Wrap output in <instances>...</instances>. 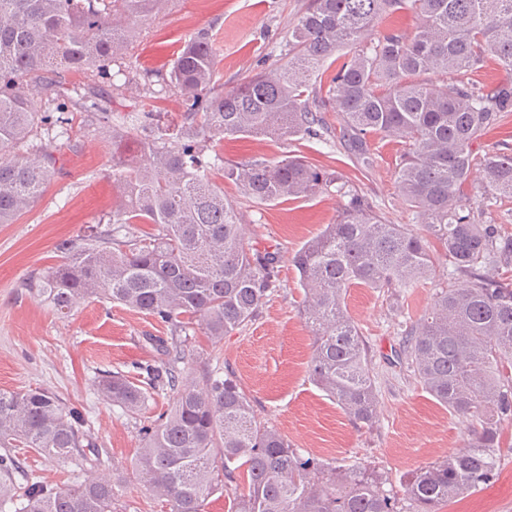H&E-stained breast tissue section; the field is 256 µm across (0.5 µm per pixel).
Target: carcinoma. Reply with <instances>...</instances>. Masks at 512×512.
<instances>
[{
  "mask_svg": "<svg viewBox=\"0 0 512 512\" xmlns=\"http://www.w3.org/2000/svg\"><path fill=\"white\" fill-rule=\"evenodd\" d=\"M171 0H0V224H11L41 197L55 173V143L69 139L70 108L89 111L112 133L117 196L106 226L89 225L56 245L58 262L23 281L27 291L67 316L96 296L166 324L148 336L157 353L136 383L120 373L94 389L123 412L138 414L155 395L172 393L168 413L139 427L136 478L170 512H203L223 482L244 485L230 512H439V506L487 483L497 470L500 426L512 422V238L483 214L512 199V154H479L474 143L512 114V81L477 85L469 75L489 56L512 71V0H309L290 31L282 64L229 91L215 90V41L199 30L182 46L162 90L182 99L180 120L103 106L100 90L68 95L70 73L127 77L125 54L135 19L156 17ZM411 8V33L369 31L383 16ZM344 48L327 87L321 67ZM116 69H111V66ZM34 81L48 107L17 91ZM341 117L340 138L364 168L375 163L369 137H393L406 150L397 170L400 195L419 230L386 219L349 181L306 157L236 162L213 151L226 137L316 139L328 145L322 108ZM48 142H29L34 127ZM134 134V156L121 150ZM260 204L305 199L336 189L346 199L336 221L293 256L313 339L310 379L360 428L378 421L373 349L346 307L350 288L390 293L396 301L421 284L435 286L431 312L398 323L388 359L448 411L470 420L464 446L416 471L398 495L367 467H336L292 447L259 422L231 374L207 364L192 333L214 341L256 320L280 274V247L247 245L241 217L212 172ZM479 177L481 208L464 193ZM141 224L152 231L143 232ZM446 269H439V258ZM0 448H31L104 463L86 414L42 389L0 391ZM116 484L89 477L66 488L36 480L10 453L0 455V512H116Z\"/></svg>",
  "mask_w": 512,
  "mask_h": 512,
  "instance_id": "carcinoma-1",
  "label": "carcinoma"
}]
</instances>
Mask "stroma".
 Wrapping results in <instances>:
<instances>
[{
  "label": "stroma",
  "mask_w": 512,
  "mask_h": 512,
  "mask_svg": "<svg viewBox=\"0 0 512 512\" xmlns=\"http://www.w3.org/2000/svg\"><path fill=\"white\" fill-rule=\"evenodd\" d=\"M308 0H171L163 17L140 20V34L129 47L130 81L119 88L100 77L73 73L70 86H97L115 112L136 109L143 96L159 90V74L169 71L185 40L200 29L217 35L215 86L224 91L285 60L288 31ZM373 167L365 169L344 146L326 150L315 140L292 145L266 138L224 139L216 149L244 162L275 160L295 151L320 169L353 181L395 224L414 228L412 213L399 196L397 164L402 142L372 138ZM57 173L33 208L11 224H0V390L46 388L67 404L82 408L99 443L108 452L99 478L119 482L121 512H166L155 492L134 475L140 437L134 418L102 400L94 377L119 372L137 378L138 366L153 362L146 336H166L163 323L99 298L80 301L67 318H59L41 298L20 283L53 266L56 243L95 225L112 209V139L95 134L87 112H73L72 140L58 143ZM224 195L243 215L246 243L279 244L280 288L260 316L221 342L196 333L201 355L220 358L250 399L257 418L275 426L292 447L339 465L371 467L387 488L401 490L421 467L460 448L467 423L450 413L400 368L385 361L397 347L400 316L417 320L433 303L431 287L416 288L395 315L382 293L353 288L348 311L374 350L378 376V424L356 427L308 377L311 340L301 314L303 290L292 256L306 241L332 223L339 197L319 194L307 199L260 205L233 181ZM13 454L46 482L64 488L83 480L69 459H53L28 448ZM494 480L441 505L440 512H512V423L504 425Z\"/></svg>",
  "instance_id": "stroma-1"
}]
</instances>
